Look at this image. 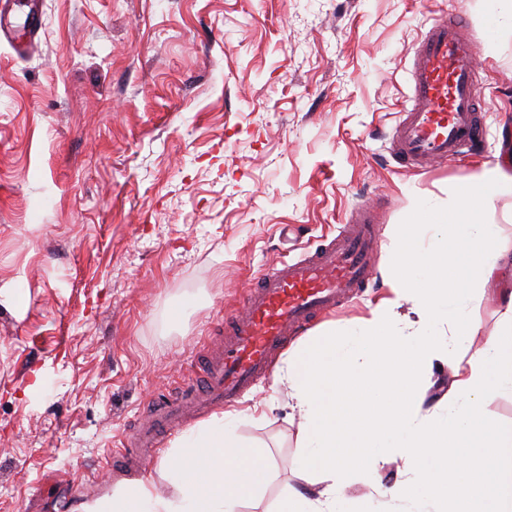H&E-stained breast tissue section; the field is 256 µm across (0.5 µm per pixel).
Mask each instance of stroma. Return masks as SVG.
Returning a JSON list of instances; mask_svg holds the SVG:
<instances>
[{
    "instance_id": "stroma-1",
    "label": "stroma",
    "mask_w": 512,
    "mask_h": 512,
    "mask_svg": "<svg viewBox=\"0 0 512 512\" xmlns=\"http://www.w3.org/2000/svg\"><path fill=\"white\" fill-rule=\"evenodd\" d=\"M39 32L0 41V512H78L154 398L189 373L251 284L374 204L361 295L318 320L344 330L388 293L396 226L447 209L481 163L512 164V36L487 0H34ZM462 11L479 44L483 153L424 171L390 133L421 33ZM269 402L266 417L250 415ZM271 478L239 512L300 485L288 391L233 403ZM397 463L345 495L377 512Z\"/></svg>"
}]
</instances>
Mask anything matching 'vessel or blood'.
Instances as JSON below:
<instances>
[{
    "label": "vessel or blood",
    "mask_w": 512,
    "mask_h": 512,
    "mask_svg": "<svg viewBox=\"0 0 512 512\" xmlns=\"http://www.w3.org/2000/svg\"><path fill=\"white\" fill-rule=\"evenodd\" d=\"M478 45L461 14L442 15L420 37L409 71L410 94L391 133V154L403 167L480 154L483 85L473 65ZM376 210L358 206L349 224L315 251L282 261L249 289L241 311L224 319V342L202 354L197 371L164 398L112 454L122 469L153 457L188 412L219 409L265 377L273 356L299 331L367 287Z\"/></svg>",
    "instance_id": "b4317fda"
}]
</instances>
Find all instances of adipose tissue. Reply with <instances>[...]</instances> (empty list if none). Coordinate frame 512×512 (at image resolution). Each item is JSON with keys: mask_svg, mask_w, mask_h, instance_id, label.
Segmentation results:
<instances>
[{"mask_svg": "<svg viewBox=\"0 0 512 512\" xmlns=\"http://www.w3.org/2000/svg\"><path fill=\"white\" fill-rule=\"evenodd\" d=\"M512 186V170L482 166L454 192L442 212L419 207L399 225L385 272L392 298L344 333L323 328L293 343L274 382L287 386L301 418L296 462L322 483L289 487L273 512H350L343 490L353 472H376L384 451L397 449L404 470L384 491L408 512H512V425L486 421L482 396L512 391V289L497 275L504 250L497 225L484 223L486 203ZM495 290L503 307L497 328L479 336L459 309L473 291ZM410 303L412 331L396 326ZM474 341L468 359L453 356L434 329ZM446 357L448 389L429 395L421 370ZM237 414L212 417L162 458L169 486L116 484L85 501L80 512H236L266 484L269 461L235 433Z\"/></svg>", "mask_w": 512, "mask_h": 512, "instance_id": "ef3b65f1", "label": "adipose tissue"}]
</instances>
